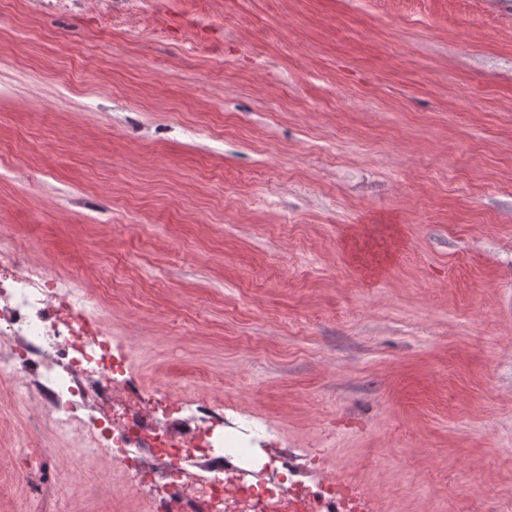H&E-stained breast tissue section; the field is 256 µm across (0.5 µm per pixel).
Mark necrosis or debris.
I'll use <instances>...</instances> for the list:
<instances>
[{
	"mask_svg": "<svg viewBox=\"0 0 512 512\" xmlns=\"http://www.w3.org/2000/svg\"><path fill=\"white\" fill-rule=\"evenodd\" d=\"M135 351H112V326L88 293L32 262L11 225L0 224V381L34 424L79 434L80 456H111L145 512H363L344 480L305 481L287 455L256 457L255 439L224 428V406L183 401L168 383L150 395L124 386ZM42 382L48 407L29 405ZM96 408L87 426L79 408Z\"/></svg>",
	"mask_w": 512,
	"mask_h": 512,
	"instance_id": "obj_1",
	"label": "necrosis or debris"
}]
</instances>
